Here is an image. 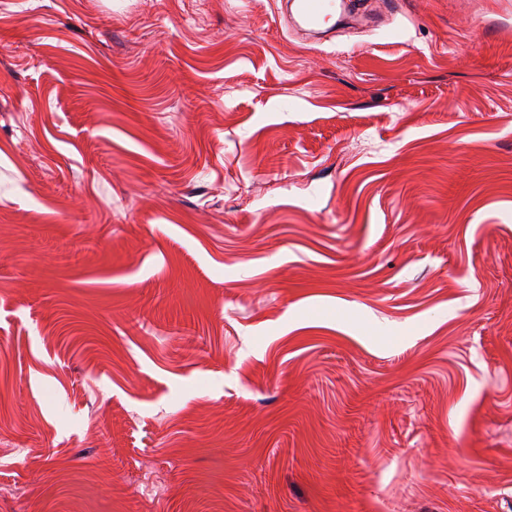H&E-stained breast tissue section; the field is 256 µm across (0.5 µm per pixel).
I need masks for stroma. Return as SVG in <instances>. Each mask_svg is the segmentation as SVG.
<instances>
[{"label":"stroma","instance_id":"stroma-1","mask_svg":"<svg viewBox=\"0 0 512 512\" xmlns=\"http://www.w3.org/2000/svg\"><path fill=\"white\" fill-rule=\"evenodd\" d=\"M0 0V512H512V0ZM333 0H288L285 2V10H288L292 18L300 22L310 31L318 30L331 15L330 11L335 8Z\"/></svg>","mask_w":512,"mask_h":512}]
</instances>
